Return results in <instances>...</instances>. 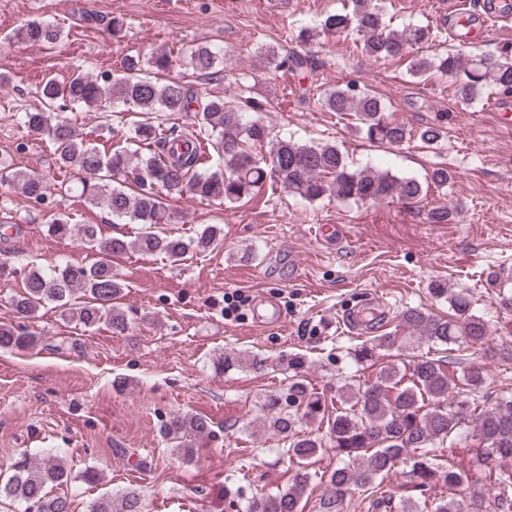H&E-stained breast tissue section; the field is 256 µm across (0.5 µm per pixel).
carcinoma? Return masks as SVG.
Wrapping results in <instances>:
<instances>
[{"instance_id": "cac0c4a2", "label": "carcinoma", "mask_w": 512, "mask_h": 512, "mask_svg": "<svg viewBox=\"0 0 512 512\" xmlns=\"http://www.w3.org/2000/svg\"><path fill=\"white\" fill-rule=\"evenodd\" d=\"M361 36L362 53L380 61L404 55L407 49L430 38L426 26L394 30L386 24L375 0H348V6L329 13L314 27L298 30L297 40L309 44L321 35ZM16 36L33 43L54 45L62 37L59 26L30 21ZM258 53L265 69L272 73H295L311 66V60L284 52L278 43L263 42ZM171 49L158 47L146 54L124 59L123 76L100 78L75 70L60 82L54 77L37 86L40 106L21 115V123L44 135L53 146L56 166L76 168L86 174L82 193L88 202L107 210L118 219L143 226L133 240L121 237L102 239L95 224H71L55 216L47 231L58 238L77 236L99 254L90 266L60 261L48 266L33 264L24 272L23 289L12 298L13 308L33 317L44 306L53 304L62 315L74 318L86 328L107 326L122 334L129 319L119 300L126 284L112 269V257L135 250L145 256H163L172 262L189 252H205L216 246L220 229L205 227L196 238L186 241L156 230L169 222L166 198L185 194L200 200H220L234 204L249 196L266 181L288 194L313 202L324 196L340 200L382 201L398 199L416 202L427 195L424 184L413 177L398 176L388 170L353 167L333 143L298 142L271 138L270 127L260 118L248 119L251 112L265 111V105L244 92L232 98L200 96L181 79L162 83L159 75L177 62ZM194 71L211 76L224 62V50L200 45L179 61ZM410 75L421 78L436 71L452 81L454 96L472 103L486 89L498 95H512V56L477 55L463 49L410 62ZM84 105L105 111L115 104L127 112H138L144 119L134 123L125 144L100 149L96 142L76 133L69 120L60 115L62 104ZM320 105L326 112L353 113L358 129L371 143L400 147L412 139L426 146L440 142L446 134L442 125L425 126L417 131L390 119L384 102L357 82L334 86L324 91ZM194 112L198 130L188 134L166 127L160 113ZM209 141L218 156L213 167L201 168L209 154H201L202 143ZM270 143L268 154L255 148ZM0 185L17 186L36 203L45 201L51 186L35 174L0 164ZM429 293L448 301L454 314L442 317L421 309H410L403 321L412 337L433 345H484L488 341L487 323L470 313L471 302L463 291L451 292L446 282L431 283ZM38 338L19 329L0 325V349L26 350ZM395 344L387 335L373 336L349 353L357 365L376 361L377 351ZM267 358L254 354L244 359L227 352L218 366L230 370L246 364L254 371L266 367ZM287 387L265 405L262 427L288 438L282 452L295 466L291 483L274 494L253 497L243 512H304L303 499L315 474L313 460L323 452L319 437L295 432L299 419L315 421L325 415L324 401L309 387L305 358L288 357ZM489 375L482 365L471 364L462 370L460 380L448 375L447 363L423 357L401 369L382 365L375 379L346 383L338 391L336 412L328 417L331 446L340 463L326 480L317 512H341L344 495L355 487L374 489L394 472L397 462L411 451L421 454L405 472L414 488L439 486L444 495L423 504L430 512H512V470L500 467L512 461V396L491 398L487 392ZM470 409L479 453L485 466L484 481L503 489L490 502L472 484L462 468L447 462L435 448L457 436L465 425L464 409ZM210 432L209 421L199 415L177 412L160 428L162 437L177 453L190 459L192 442ZM70 473L48 455L37 459L22 454L0 478V498L26 505L25 512H71L67 496L54 494L48 487L68 483ZM89 512H142L137 489L112 495L103 494L89 505Z\"/></svg>"}]
</instances>
